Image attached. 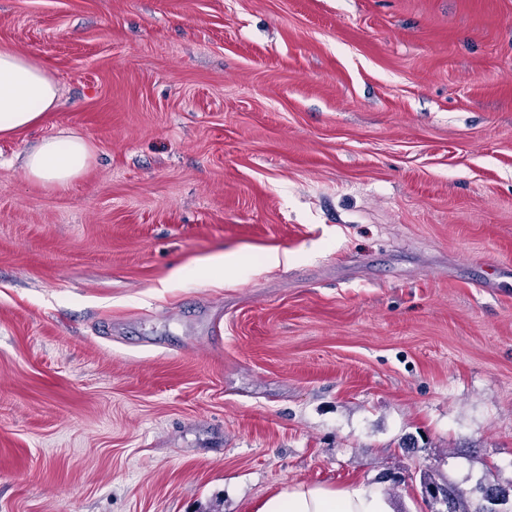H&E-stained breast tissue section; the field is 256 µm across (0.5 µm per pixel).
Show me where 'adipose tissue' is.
I'll list each match as a JSON object with an SVG mask.
<instances>
[{"instance_id": "1", "label": "adipose tissue", "mask_w": 512, "mask_h": 512, "mask_svg": "<svg viewBox=\"0 0 512 512\" xmlns=\"http://www.w3.org/2000/svg\"><path fill=\"white\" fill-rule=\"evenodd\" d=\"M60 105L53 77L36 59L0 50V134L34 127ZM91 151L75 134L41 139L23 157V167L37 182L64 187L86 170ZM249 512H387L383 497L360 483L340 487L298 483L259 500Z\"/></svg>"}]
</instances>
